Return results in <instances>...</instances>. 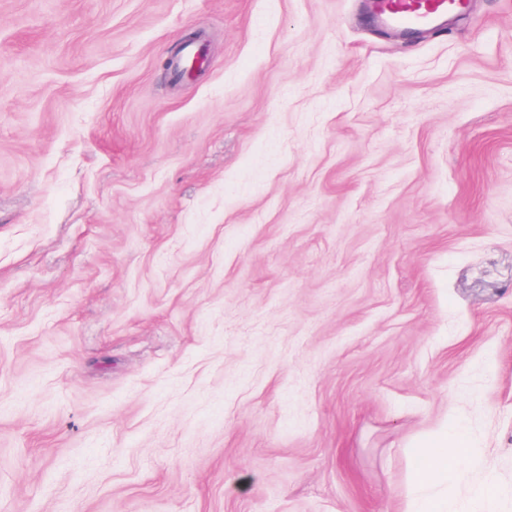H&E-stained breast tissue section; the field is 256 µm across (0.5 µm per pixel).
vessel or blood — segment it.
<instances>
[{
  "label": "vessel or blood",
  "instance_id": "vessel-or-blood-1",
  "mask_svg": "<svg viewBox=\"0 0 512 512\" xmlns=\"http://www.w3.org/2000/svg\"><path fill=\"white\" fill-rule=\"evenodd\" d=\"M369 4L381 26L411 32L440 28L465 6L464 0H369Z\"/></svg>",
  "mask_w": 512,
  "mask_h": 512
}]
</instances>
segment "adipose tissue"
<instances>
[{"mask_svg": "<svg viewBox=\"0 0 512 512\" xmlns=\"http://www.w3.org/2000/svg\"><path fill=\"white\" fill-rule=\"evenodd\" d=\"M473 460L467 435L453 426L441 427L419 451L415 467L416 484L434 485L438 491L414 498L408 512H491L496 489L490 484L479 487L468 502L450 503L455 482L468 473Z\"/></svg>", "mask_w": 512, "mask_h": 512, "instance_id": "obj_1", "label": "adipose tissue"}]
</instances>
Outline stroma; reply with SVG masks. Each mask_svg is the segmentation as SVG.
I'll list each match as a JSON object with an SVG mask.
<instances>
[{
	"label": "stroma",
	"mask_w": 512,
	"mask_h": 512,
	"mask_svg": "<svg viewBox=\"0 0 512 512\" xmlns=\"http://www.w3.org/2000/svg\"><path fill=\"white\" fill-rule=\"evenodd\" d=\"M365 2L0 0V512H512V0ZM369 0L376 21L383 27L424 32L443 26L448 15L466 6L463 0ZM474 457V448H471L467 434L454 425L448 427L447 420L422 446L415 467L417 485H435L441 490L417 496L406 512H491L496 498V488L491 484L479 487L472 500L448 510L454 484L468 473Z\"/></svg>",
	"instance_id": "stroma-1"
}]
</instances>
